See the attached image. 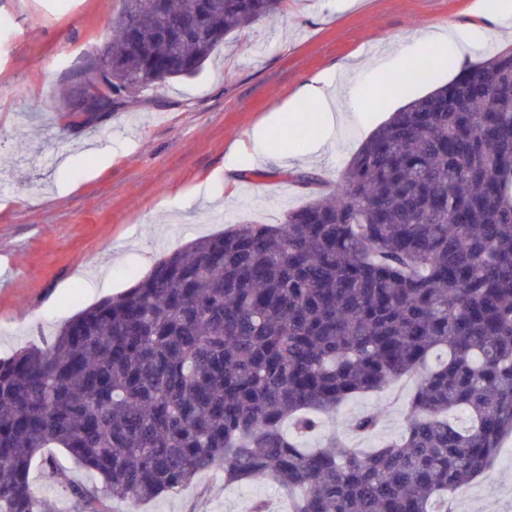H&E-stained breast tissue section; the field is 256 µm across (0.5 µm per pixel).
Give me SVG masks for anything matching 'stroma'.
Instances as JSON below:
<instances>
[{
  "label": "stroma",
  "mask_w": 512,
  "mask_h": 512,
  "mask_svg": "<svg viewBox=\"0 0 512 512\" xmlns=\"http://www.w3.org/2000/svg\"><path fill=\"white\" fill-rule=\"evenodd\" d=\"M122 0H0V356L40 343L81 309L144 277L187 241L251 220L279 223L306 198L284 177L306 170L337 181L365 136L352 95L373 73L418 47L428 30L484 26L477 0H288L271 21L229 37L195 76L145 91L92 125L68 129L57 95L86 56L102 52ZM323 74L339 77L345 121L318 150L272 129L281 105ZM280 177H271V170ZM416 379L348 401L307 440L335 433L347 447L398 437ZM377 430L354 432L358 415ZM466 512H512V463L498 459L464 487ZM288 502L263 480L228 485L200 475L143 512H244L248 502Z\"/></svg>",
  "instance_id": "35a3bbf8"
}]
</instances>
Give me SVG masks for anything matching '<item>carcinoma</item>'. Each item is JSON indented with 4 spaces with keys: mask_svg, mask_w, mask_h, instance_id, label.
<instances>
[{
    "mask_svg": "<svg viewBox=\"0 0 512 512\" xmlns=\"http://www.w3.org/2000/svg\"><path fill=\"white\" fill-rule=\"evenodd\" d=\"M123 0L98 57L67 77L124 108L198 74L227 37L286 0ZM352 155L336 189L290 174L308 201L278 224L237 222L162 257L136 285L0 358V512H45L40 459L67 512H111L184 490L208 471L264 479L291 512H450L453 493L512 437V46L411 98ZM316 113L305 109L297 140ZM420 376L405 433L361 455L321 416ZM462 410L460 424L448 413ZM380 415L351 422L371 434ZM48 448L91 479L76 482Z\"/></svg>",
    "mask_w": 512,
    "mask_h": 512,
    "instance_id": "cac0c4a2",
    "label": "carcinoma"
}]
</instances>
